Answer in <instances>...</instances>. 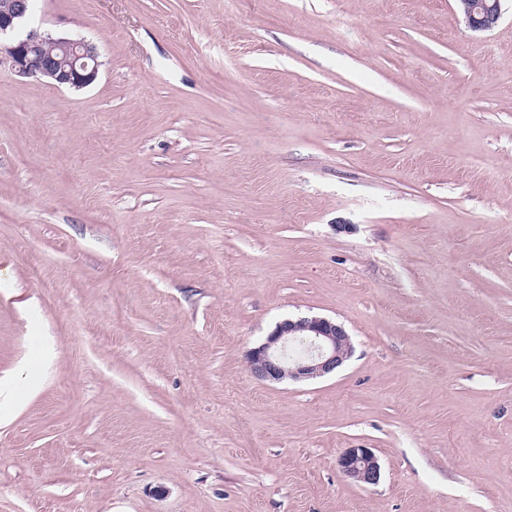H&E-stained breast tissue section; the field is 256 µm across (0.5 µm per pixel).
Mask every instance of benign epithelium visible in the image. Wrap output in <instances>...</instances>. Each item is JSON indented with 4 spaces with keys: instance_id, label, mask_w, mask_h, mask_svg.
<instances>
[{
    "instance_id": "1",
    "label": "benign epithelium",
    "mask_w": 512,
    "mask_h": 512,
    "mask_svg": "<svg viewBox=\"0 0 512 512\" xmlns=\"http://www.w3.org/2000/svg\"><path fill=\"white\" fill-rule=\"evenodd\" d=\"M33 0H0V67L37 77L56 88L83 89L99 75L97 47L82 39L54 36L31 29L19 36ZM502 0H465L460 13L474 31H488L501 19ZM302 340L304 354L288 358V347ZM351 337L345 328L325 317L283 320L264 342L248 353L252 372L266 381L284 378H317L336 372L352 355ZM342 474L357 485H375L381 468L369 448H348L339 457Z\"/></svg>"
}]
</instances>
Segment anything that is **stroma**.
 Instances as JSON below:
<instances>
[{"label": "stroma", "instance_id": "1", "mask_svg": "<svg viewBox=\"0 0 512 512\" xmlns=\"http://www.w3.org/2000/svg\"><path fill=\"white\" fill-rule=\"evenodd\" d=\"M0 68V512H512V0H34ZM323 316L336 373L258 379ZM371 449L377 484L338 467ZM33 0H0V67L37 77L56 88L83 89L99 75V52L91 42L31 29L18 36ZM459 1L460 13L468 26L474 31H488L501 19L502 0H462ZM299 340L306 342V352L288 359V347ZM352 352L351 337L341 324L313 316L279 322L264 342L249 351L247 359L257 377L275 382L334 373Z\"/></svg>", "mask_w": 512, "mask_h": 512}]
</instances>
